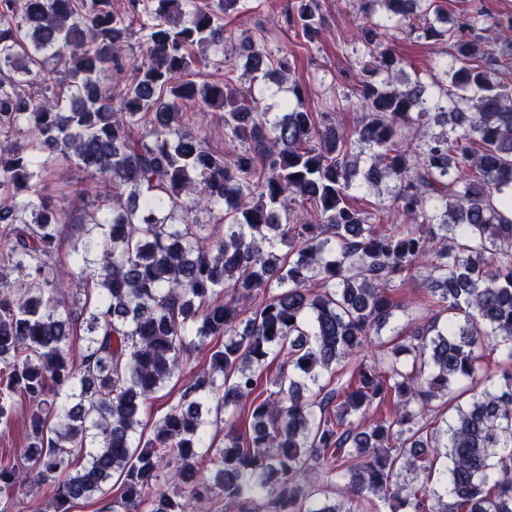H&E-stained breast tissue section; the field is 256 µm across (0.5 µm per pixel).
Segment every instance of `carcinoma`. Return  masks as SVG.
I'll use <instances>...</instances> for the list:
<instances>
[{
  "label": "carcinoma",
  "instance_id": "carcinoma-1",
  "mask_svg": "<svg viewBox=\"0 0 512 512\" xmlns=\"http://www.w3.org/2000/svg\"><path fill=\"white\" fill-rule=\"evenodd\" d=\"M128 2L136 31L112 0H0V422L16 396L30 412V466L0 462V512L15 489L47 483L53 512H69L115 474L113 512L204 510L216 494L227 512H343L308 487L315 469L363 501L441 512L425 487L399 483L441 457L446 512H512V83L501 78L512 26L482 0L447 28L439 0H359L353 52L369 62L362 120L347 133L296 82L273 113L230 64L222 82L190 79L244 0ZM292 22L315 42V0H294ZM487 25L496 51L482 45ZM404 27L449 43L443 77L394 84ZM135 32L139 54L127 58ZM266 42L260 33L241 49L253 78L281 85L295 59ZM129 63L135 77L116 92ZM184 102L222 113L239 149L227 158L187 131ZM59 162L98 180L92 201L79 188L45 192ZM387 178L410 229L380 233L383 209L351 204ZM63 248L67 300L55 286ZM419 268L431 317L326 389L324 374L395 321L391 283ZM248 300L258 304L244 318ZM192 346L208 347V368L138 440L142 406ZM488 348L503 366L482 376ZM478 376L484 388L430 427L433 401ZM308 382L318 391L305 394ZM250 397L251 433L209 435L211 416ZM387 399L393 411L373 418Z\"/></svg>",
  "mask_w": 512,
  "mask_h": 512
}]
</instances>
